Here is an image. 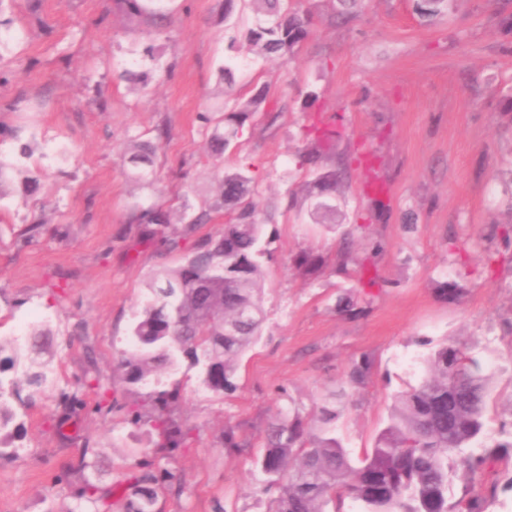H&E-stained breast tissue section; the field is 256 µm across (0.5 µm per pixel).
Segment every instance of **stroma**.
<instances>
[{
	"instance_id": "35a3bbf8",
	"label": "stroma",
	"mask_w": 512,
	"mask_h": 512,
	"mask_svg": "<svg viewBox=\"0 0 512 512\" xmlns=\"http://www.w3.org/2000/svg\"><path fill=\"white\" fill-rule=\"evenodd\" d=\"M173 22L155 33L116 0H5L0 60L15 71L0 85V151L29 144L35 193L13 182L0 200V340L43 326L55 350L41 389L25 386L20 357L4 375L19 387L16 418L0 458V512H72L67 484L55 477L97 452V477L110 486L136 472L154 438L133 425L149 388L118 368L131 351L129 327L155 274L181 265L200 239L219 238L228 214L174 249L144 240L131 215L156 202L178 211L211 209L214 186L239 158L258 168L267 248L261 336L240 357L234 390L214 393L182 361L161 374L177 390L175 417L189 433L155 470L180 488L164 490L158 512H269L253 460L267 428L299 409L307 428L335 400L336 433L352 457L373 448L396 394L418 382L431 346L452 341L479 355L495 375L489 429L512 422L499 404L512 396V112L500 89L512 83V8L457 0L432 25L415 0H366L348 24L330 23L326 0H302L309 36L295 54L268 61L241 50L232 91L219 68L227 53L224 0H176ZM154 48L171 75L134 91L116 80L130 52ZM266 90L265 108L246 125L235 154L215 159L210 117L226 96ZM351 158L345 219L313 223L296 199L313 175L298 167L311 116ZM164 126L168 137L154 136ZM153 139L149 186L124 159L128 140ZM415 223H407V215ZM34 237H25L30 225ZM349 247L354 260L338 268ZM316 263L297 265L301 254ZM465 284L452 301L447 278ZM353 308H346L347 298ZM365 362L363 383L349 372ZM96 371L103 386L82 385ZM86 402L67 427L56 424L61 393ZM111 412L97 409L100 401ZM246 445L229 452L225 429Z\"/></svg>"
}]
</instances>
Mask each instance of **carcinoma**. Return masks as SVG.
<instances>
[{"label":"carcinoma","instance_id":"carcinoma-1","mask_svg":"<svg viewBox=\"0 0 512 512\" xmlns=\"http://www.w3.org/2000/svg\"><path fill=\"white\" fill-rule=\"evenodd\" d=\"M131 14L144 19L157 32L170 23L168 5L172 0H119ZM236 0H224V37L228 50L235 49L237 36L231 23ZM254 13L245 38L256 59L288 56L308 35V19L292 0H249ZM338 4L331 18L344 21L362 0H331ZM455 0H417L416 12L433 23L453 8ZM143 59L136 58L120 74L121 79L143 90L149 72L140 70ZM265 96L236 102L224 113V123H216L210 135L211 153L220 157L239 140L251 115L260 109ZM310 142L299 155L300 165L315 170L307 184L304 202L309 215L328 226L336 223V192L340 191L349 163L343 156L335 164L330 158V133L311 123L304 127ZM30 157L28 145L17 147L16 161L0 156V199L6 180L16 174L29 189L37 180L17 163ZM128 160L141 180L148 179L153 163V147L148 140L132 141ZM220 198L214 206L230 215L224 235L197 244L185 263L167 270L147 286V300L130 327L132 352L121 360L126 379L143 383L187 358L200 367L202 382L214 392L234 387L236 358L259 335L263 320L261 294L266 254L263 224L254 200L256 183L250 167L241 165L224 172L219 180ZM210 220V211L183 210L179 218L163 206H142L135 213L147 239L160 237L171 248L178 238L196 231ZM178 222L184 225L179 237L164 234ZM52 338L45 330H34L29 350L39 356L49 352ZM22 348L0 342V372L14 365ZM492 375L482 358L455 344L436 349L424 362L420 381L398 395L387 426L376 445L363 458L353 459L332 427L336 409L321 407L324 427L305 429L297 410L286 412L267 436L255 466L265 476L266 489H277L271 512H345V501L360 504V512H485L487 499L496 497L493 482L485 493L475 492L473 480L479 473L499 464H512V430L501 429L502 439L488 447L482 444L486 414L492 399ZM175 390L149 395L150 415L132 412V422L149 424L160 437L151 454L169 458L185 443L186 432L171 416ZM77 394L63 395L59 417L67 419L80 412ZM95 449L84 446L78 463L68 466L65 477L74 485L76 506L71 512H109L115 490H105L96 475ZM461 470L468 476L461 494L448 497L449 474ZM146 462L123 489V512H144L143 501L155 504L164 478Z\"/></svg>","mask_w":512,"mask_h":512}]
</instances>
